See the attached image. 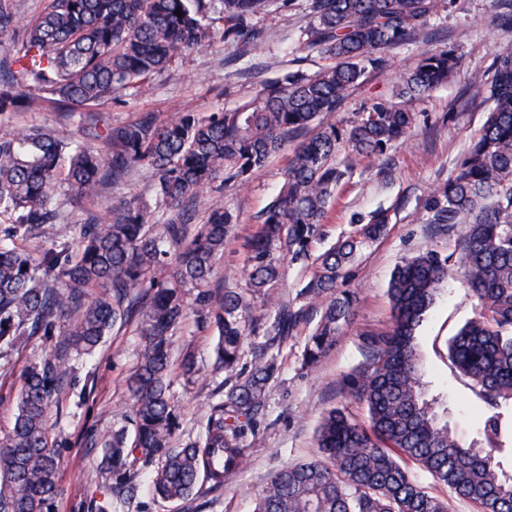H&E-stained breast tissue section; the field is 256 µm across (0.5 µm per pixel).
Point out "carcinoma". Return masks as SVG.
I'll return each instance as SVG.
<instances>
[{
  "instance_id": "carcinoma-1",
  "label": "carcinoma",
  "mask_w": 512,
  "mask_h": 512,
  "mask_svg": "<svg viewBox=\"0 0 512 512\" xmlns=\"http://www.w3.org/2000/svg\"><path fill=\"white\" fill-rule=\"evenodd\" d=\"M279 2L222 0L219 33L206 22L211 0H46L23 25L14 0H0V121L45 103L80 118L77 133L65 123L0 134V353L35 336L55 340L49 356L22 370L13 425L0 432V512H57L64 489L49 411L75 384V362L114 328L134 326L142 344L127 379L130 426L89 430L84 443L103 448L111 493L135 495L130 458L139 454L154 465L152 496L178 502L191 499L200 481L218 489L244 466L243 438L256 434L280 371L273 346L320 310L302 351V365L313 367L350 323V268L384 235L388 218L379 212L313 253L346 174L336 156L342 149L352 161L385 155L415 125L406 104L447 83L460 59L450 48L429 50L403 76L396 99L373 102L345 127L316 121L336 111L368 70L387 67L390 48L425 36L437 0H309L301 47L324 65L265 84L233 112L163 119L145 112L123 125L96 112L131 87L146 90L177 57L218 37L228 45L259 40L251 18ZM470 89L490 102L488 118L448 180L433 188L426 212L429 224L461 229L462 274L477 305L448 341V357L487 406L478 438L461 443L447 410L425 391L415 333L454 263L451 253L417 254L391 275L389 331L365 339V362L348 377L349 397L364 406L367 422L344 408L325 411L316 442L326 460L273 473L255 512H449L408 462L479 512H512V473L502 463L503 454L512 456V422L503 413L512 406V48L496 55L491 77L473 75ZM303 134L281 192L248 241L245 287L215 284L236 218L221 203L200 213L196 203L218 181L248 182L288 138ZM140 170L153 177L156 201L169 213L164 223L146 204L124 202L108 222L92 216L72 240L53 237L31 258L25 243L48 237L62 220L59 193L83 204ZM286 261L305 269L302 305L276 291ZM98 288L104 294L92 296ZM257 298L273 313L272 336L247 364L243 344ZM190 316L198 333L217 337L214 365L232 384L198 437L181 441L172 378L189 382L201 372L193 351L173 353Z\"/></svg>"
}]
</instances>
